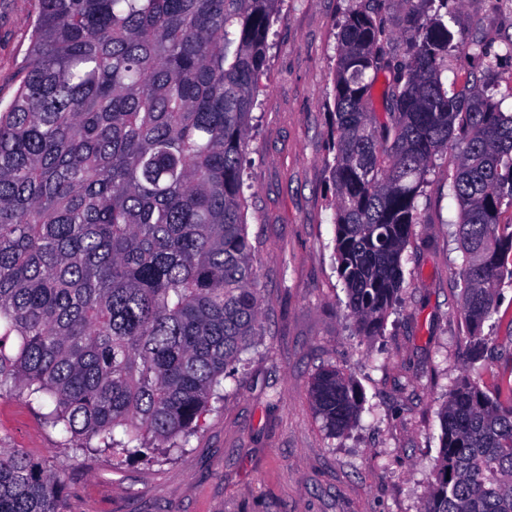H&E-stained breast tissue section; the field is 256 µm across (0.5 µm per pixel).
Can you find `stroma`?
Wrapping results in <instances>:
<instances>
[{"label": "stroma", "mask_w": 512, "mask_h": 512, "mask_svg": "<svg viewBox=\"0 0 512 512\" xmlns=\"http://www.w3.org/2000/svg\"><path fill=\"white\" fill-rule=\"evenodd\" d=\"M352 0H285L259 79L245 191L248 238L264 297L263 336L222 406L174 460L143 449L120 469L107 455H67L38 405L0 396V448L63 467L64 512H419L440 447L445 392L472 365L460 314V208L448 190L454 158H438L403 253L402 304L383 335L357 334L334 260L333 84L338 23ZM36 0H0V99L14 95ZM456 42L502 52L512 0H448ZM496 355L493 393L512 381V286L485 322ZM334 366L363 396L344 434L310 404Z\"/></svg>", "instance_id": "obj_1"}]
</instances>
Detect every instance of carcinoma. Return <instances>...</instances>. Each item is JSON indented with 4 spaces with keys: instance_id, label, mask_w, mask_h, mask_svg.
Returning a JSON list of instances; mask_svg holds the SVG:
<instances>
[{
    "instance_id": "obj_1",
    "label": "carcinoma",
    "mask_w": 512,
    "mask_h": 512,
    "mask_svg": "<svg viewBox=\"0 0 512 512\" xmlns=\"http://www.w3.org/2000/svg\"><path fill=\"white\" fill-rule=\"evenodd\" d=\"M282 0H38L13 98L0 101V395L44 410L75 450L120 468L182 451L262 335L245 231L248 116ZM358 0L334 74L336 260L360 335L379 336L436 158L451 153L465 255L460 313L476 359L512 284V112L443 80L466 48L434 3ZM402 12L397 52L385 10ZM479 81L500 53L475 44ZM384 77V111L369 108ZM333 434L361 396L317 373ZM420 512H512V397L481 374L448 389ZM65 471L0 448V512H61Z\"/></svg>"
}]
</instances>
